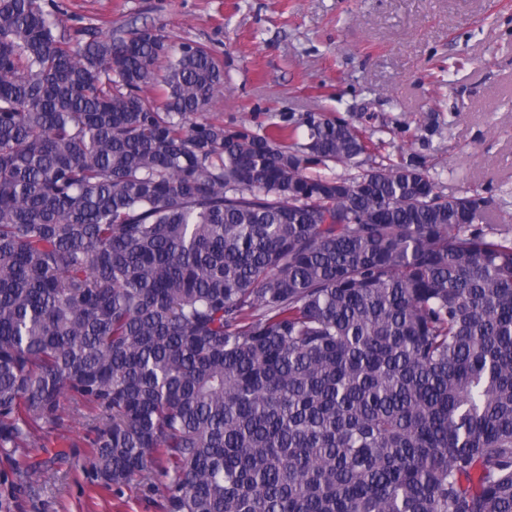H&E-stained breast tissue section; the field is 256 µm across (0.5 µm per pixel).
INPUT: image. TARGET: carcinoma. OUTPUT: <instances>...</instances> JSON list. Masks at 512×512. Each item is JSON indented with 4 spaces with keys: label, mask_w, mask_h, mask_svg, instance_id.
I'll use <instances>...</instances> for the list:
<instances>
[{
    "label": "carcinoma",
    "mask_w": 512,
    "mask_h": 512,
    "mask_svg": "<svg viewBox=\"0 0 512 512\" xmlns=\"http://www.w3.org/2000/svg\"><path fill=\"white\" fill-rule=\"evenodd\" d=\"M203 46L0 0V512L71 418L163 512H512V238L309 112L233 129Z\"/></svg>",
    "instance_id": "cac0c4a2"
}]
</instances>
